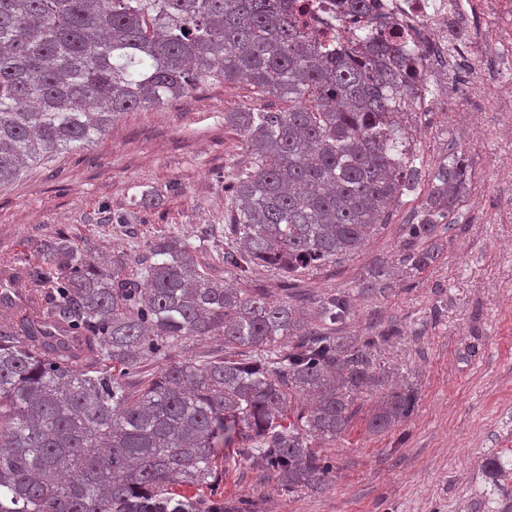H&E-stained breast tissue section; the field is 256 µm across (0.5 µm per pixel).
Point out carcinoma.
I'll return each instance as SVG.
<instances>
[{
  "instance_id": "obj_1",
  "label": "carcinoma",
  "mask_w": 512,
  "mask_h": 512,
  "mask_svg": "<svg viewBox=\"0 0 512 512\" xmlns=\"http://www.w3.org/2000/svg\"><path fill=\"white\" fill-rule=\"evenodd\" d=\"M307 9L0 0V186L125 112L211 80L246 81L288 110L224 114L252 155L228 185L224 267L290 278L354 254L413 177L400 117L421 56L352 33L329 48L304 28ZM470 180L463 155L439 161L401 246L412 269L437 261L440 247L418 242L452 223ZM41 249L37 281H61L43 292L16 273L39 313H0V512H230L219 485L231 443L292 491L328 482L332 468L309 440L346 433L355 394L378 381L365 346L336 333L351 315L347 296L320 298L313 325L258 288L209 278L185 237L156 238L138 271L63 236ZM202 336L222 337L226 352L146 370ZM309 394L312 405L294 406ZM415 404L407 388L389 392L371 428Z\"/></svg>"
}]
</instances>
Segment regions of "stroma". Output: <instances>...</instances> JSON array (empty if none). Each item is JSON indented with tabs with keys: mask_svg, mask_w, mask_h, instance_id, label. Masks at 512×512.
Masks as SVG:
<instances>
[{
	"mask_svg": "<svg viewBox=\"0 0 512 512\" xmlns=\"http://www.w3.org/2000/svg\"><path fill=\"white\" fill-rule=\"evenodd\" d=\"M287 108L246 83L208 82L164 107L124 113L88 145L0 187V271H39L41 240L58 235L135 262L150 240L188 235L212 278L265 289L308 320L319 297L346 293L352 314L341 335L360 343L388 327L399 333L368 351L384 386L356 396L346 435L314 445L333 466L331 480L318 491L282 490L233 445L224 451L225 502L246 512H489L500 490L512 492V471L489 478L483 468L493 455L512 459V140L499 136L493 112L409 115L414 189L355 254L299 273L287 287L264 267L244 278L224 267L230 175L251 162L224 115ZM456 151L469 160V194L455 223L438 228L437 263L412 270L401 261L410 214L436 163ZM113 210L129 223H102V212ZM380 268L395 283L391 291L368 286ZM391 382L415 392L416 410L372 432L368 420Z\"/></svg>",
	"mask_w": 512,
	"mask_h": 512,
	"instance_id": "stroma-1",
	"label": "stroma"
}]
</instances>
